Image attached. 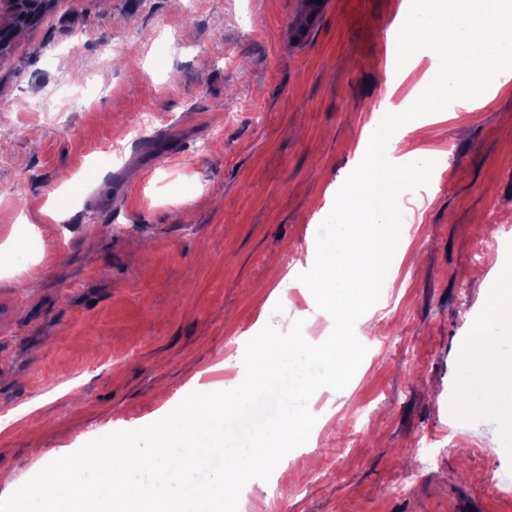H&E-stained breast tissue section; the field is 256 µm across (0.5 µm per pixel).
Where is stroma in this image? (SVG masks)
Wrapping results in <instances>:
<instances>
[{"instance_id":"stroma-1","label":"stroma","mask_w":512,"mask_h":512,"mask_svg":"<svg viewBox=\"0 0 512 512\" xmlns=\"http://www.w3.org/2000/svg\"><path fill=\"white\" fill-rule=\"evenodd\" d=\"M311 2L57 0L0 60V414L24 413L0 431V499L190 393L240 385L265 326L331 334L289 272L385 109L400 0H334L292 49L283 28ZM78 82L81 110L26 111ZM134 112L154 124L121 136ZM409 139L444 151L453 178L399 205L408 248L369 310L378 331L347 388L314 395L335 431L249 480L238 512H512V428L484 417L463 356L495 328L490 269H512V233L473 258L512 213V91ZM424 435L446 448L429 470L412 457Z\"/></svg>"}]
</instances>
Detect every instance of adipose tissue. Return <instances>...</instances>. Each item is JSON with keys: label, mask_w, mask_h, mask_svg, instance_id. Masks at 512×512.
Masks as SVG:
<instances>
[{"label": "adipose tissue", "mask_w": 512, "mask_h": 512, "mask_svg": "<svg viewBox=\"0 0 512 512\" xmlns=\"http://www.w3.org/2000/svg\"><path fill=\"white\" fill-rule=\"evenodd\" d=\"M492 317L497 332H481L469 346L466 357L470 368L486 381L494 396L486 406L487 413L498 414L503 425L512 426V411L499 412L496 404L497 399L512 393V348L503 345L504 333L512 332V290L496 295Z\"/></svg>", "instance_id": "1"}]
</instances>
